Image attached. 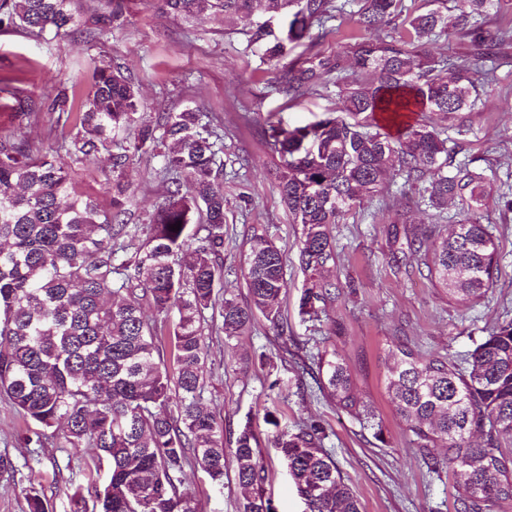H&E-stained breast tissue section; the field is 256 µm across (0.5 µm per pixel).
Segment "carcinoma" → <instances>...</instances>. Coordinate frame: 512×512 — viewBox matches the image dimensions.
Instances as JSON below:
<instances>
[{
    "label": "carcinoma",
    "mask_w": 512,
    "mask_h": 512,
    "mask_svg": "<svg viewBox=\"0 0 512 512\" xmlns=\"http://www.w3.org/2000/svg\"><path fill=\"white\" fill-rule=\"evenodd\" d=\"M70 0H0V30L39 35L68 33ZM502 0H356L363 31L350 63L338 56L306 59L288 70V92L334 82L336 115L305 126H270L271 180L302 226L299 260L309 275L300 309L310 318L327 314L342 285L324 273L338 266L331 226L370 194L404 175L421 184L428 206L452 204L461 219L441 237L426 225L411 229L410 251L423 256L429 277L448 300L473 304L493 287L496 238L481 223L487 174L450 168L454 148L438 122L470 121L488 73V50L503 34L483 29L485 16ZM185 20L207 16L224 31L241 17L252 19L243 51L278 66L289 51L342 13L336 0H155ZM117 0L90 20L102 36L122 22ZM384 24L399 38L375 37ZM471 38L472 58L456 64L426 51L438 38ZM72 122L66 151L81 163L109 155L112 215L100 218L96 203L75 192L69 168L28 142L0 137V392L27 421L26 440L38 448L54 429L68 448H92L96 470L107 466L94 496L101 512H198L184 488L188 468L224 488L227 458L239 486L250 490L239 512H273L263 485L268 469L259 439L247 422L224 447V424L204 404L206 311L215 308L223 277L224 161L213 119L195 108L153 120L141 112L139 88L111 63L94 66L93 94L79 106L66 95L51 104ZM421 112L397 138L380 121ZM163 158L158 175L166 196L146 237L129 258L119 239L137 229L124 223L129 199L126 173L134 158ZM181 223L180 230L170 229ZM247 300L230 289L219 304L220 330L232 339L261 313L279 334L288 332L280 307L286 280L281 249L265 224L247 237ZM191 251V260L180 255ZM155 312L144 319L143 306ZM386 388L397 413L429 468H448L457 486L454 512H494L512 504V321L492 326L456 361L426 356L394 341L388 349ZM318 389L351 417L372 423L375 408L359 396L349 365L336 348L311 356ZM316 424L281 429L274 445L305 504V512H362V505L331 455L320 446ZM479 434L481 442L470 437ZM443 443L446 458L430 449ZM29 512H49L44 492L31 487Z\"/></svg>",
    "instance_id": "cac0c4a2"
}]
</instances>
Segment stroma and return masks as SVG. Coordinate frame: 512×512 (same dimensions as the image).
<instances>
[{
	"instance_id": "obj_1",
	"label": "stroma",
	"mask_w": 512,
	"mask_h": 512,
	"mask_svg": "<svg viewBox=\"0 0 512 512\" xmlns=\"http://www.w3.org/2000/svg\"><path fill=\"white\" fill-rule=\"evenodd\" d=\"M105 0H77L75 22L63 38H39L21 30L0 32V136L25 137L33 151L51 152L71 164L65 143L68 128L57 125L52 102L61 94L84 100L93 85L94 63L107 60L139 86L148 116L193 107L216 117L221 125L224 162V285L246 297L245 244L249 225L266 224L283 254L287 294L283 310L288 333L307 350L335 347L351 366L357 389L371 402L381 421L380 435L323 398L304 393L301 372L282 340L264 317L236 339L222 332L208 344L211 377L204 402L224 422V445L233 447L239 429L251 423L269 467L265 485L275 512H303L304 504L283 461L272 445L276 427L315 423L323 429L321 446L335 460L358 496L363 512H451L456 494L447 469L427 468L396 413L386 390V359L392 341L416 343L428 355L462 357L487 329L512 318V211L499 197L512 186V0L485 19L490 32H504L494 46V78L483 92V104L464 128L447 135L461 147L462 159L475 170H494L486 183L483 223L489 224L499 247L495 283L485 296L462 307L448 300L430 280L419 255L405 244L408 224L435 225L448 233L454 214L437 215L422 201L417 185L397 179L388 193L366 200L335 226L341 262L336 274L343 294L327 319L301 316L299 295L306 275L298 262L300 225L280 201L268 170L270 157L262 144L275 124L301 126L323 119L336 107L334 89L296 96L281 93L285 69H271L241 53L239 35L225 34L214 20L185 22L163 13L151 0H123V22L111 33L91 40L84 25ZM360 32L354 16L343 14L335 29H312L305 45L290 52L302 62L318 55L333 58L347 51ZM159 157H136L128 173L131 183L127 224L146 227L165 197L157 175ZM79 194L111 213L105 185L107 154L71 164ZM26 426L11 402L0 396V455L12 470L0 472V512H27L25 494L31 472H39L52 512H72V486L90 479L86 453L60 447L49 439L31 454L23 437ZM185 485L200 512H238L243 489L225 476L215 491L197 469L187 471Z\"/></svg>"
}]
</instances>
